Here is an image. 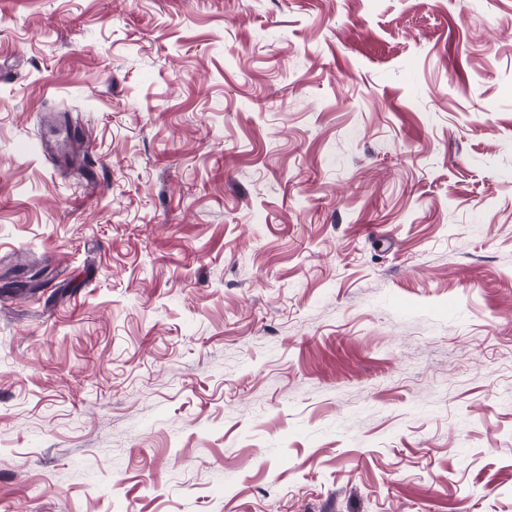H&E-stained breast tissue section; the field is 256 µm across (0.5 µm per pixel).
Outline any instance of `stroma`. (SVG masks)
I'll return each mask as SVG.
<instances>
[{"mask_svg": "<svg viewBox=\"0 0 512 512\" xmlns=\"http://www.w3.org/2000/svg\"><path fill=\"white\" fill-rule=\"evenodd\" d=\"M0 512H512V0H0Z\"/></svg>", "mask_w": 512, "mask_h": 512, "instance_id": "obj_1", "label": "stroma"}]
</instances>
